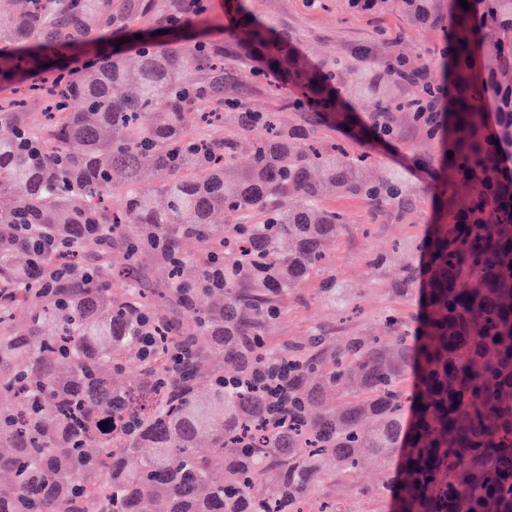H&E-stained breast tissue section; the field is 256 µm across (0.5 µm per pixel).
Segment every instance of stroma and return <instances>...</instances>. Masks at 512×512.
Wrapping results in <instances>:
<instances>
[{
  "label": "stroma",
  "mask_w": 512,
  "mask_h": 512,
  "mask_svg": "<svg viewBox=\"0 0 512 512\" xmlns=\"http://www.w3.org/2000/svg\"><path fill=\"white\" fill-rule=\"evenodd\" d=\"M247 2L252 11L277 30L288 32L299 51L316 64L336 56L354 59L364 52L376 60L407 54L433 61L438 59L443 46V33L438 26L413 21L394 6L375 13L351 10L348 0ZM257 70V63L245 53L230 55L225 71L235 80L231 96L257 111L284 113L289 124H299L300 115L285 109L288 100L297 97V90L269 89ZM395 126L394 139L363 143L349 141L342 128L321 127L322 137L347 143L351 153L368 154L371 175L401 170L410 204L405 208H381L364 197H325L324 206L346 218L329 247L326 268L327 274L340 285L345 303L340 306L324 299L319 291V278L303 281L281 299L280 318L268 336L270 346L306 348L316 338L320 341L316 353L328 364L346 337L387 338L384 317L388 312L402 317L405 332H415L417 299L398 291V272L407 261H419L416 246L427 226L438 220L442 197L434 183L435 144L405 114L396 115ZM377 255L383 256L382 264H374ZM381 471L379 463L371 462L350 477L325 480L318 496L339 501L350 512H365L380 491Z\"/></svg>",
  "instance_id": "1"
}]
</instances>
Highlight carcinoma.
I'll use <instances>...</instances> for the list:
<instances>
[{
  "mask_svg": "<svg viewBox=\"0 0 512 512\" xmlns=\"http://www.w3.org/2000/svg\"><path fill=\"white\" fill-rule=\"evenodd\" d=\"M25 2L0 0V85L16 93L32 71L57 73L49 122L19 118L22 97L0 102V392L13 399L0 412V512H310L324 478L395 455L382 483L391 512H512V0H448L434 121L416 92L396 96L404 58L312 65L245 0L227 9L228 44L168 37L136 46L132 68L114 50L74 70L49 51L153 14L155 0ZM392 2L416 20L442 15L440 0L349 7ZM239 50L274 87L300 91L288 108L308 103L306 124L224 99V56ZM226 104L245 137L188 133ZM356 104L375 136L412 113L438 140L442 183L463 195L430 225L423 265L400 270L420 300L418 334L390 312V342L350 336L325 370L300 358V425L284 435L261 427L260 396L224 389L222 369L203 373L207 350L239 375L242 354H270L279 300L344 226L318 206L328 193L410 205L401 171L369 180L366 156L318 135L323 118L354 124ZM147 166L153 193L138 188ZM224 209L260 221L226 231L212 222ZM147 333L158 339L148 356ZM132 361L139 384L114 386ZM348 381L356 393L326 407L322 390ZM202 442L212 454L195 452Z\"/></svg>",
  "mask_w": 512,
  "mask_h": 512,
  "instance_id": "cac0c4a2",
  "label": "carcinoma"
}]
</instances>
